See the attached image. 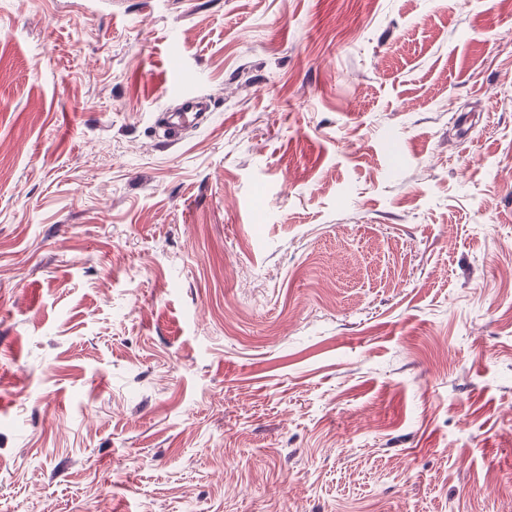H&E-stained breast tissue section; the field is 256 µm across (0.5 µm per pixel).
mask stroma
Returning a JSON list of instances; mask_svg holds the SVG:
<instances>
[{"label":"stroma","mask_w":512,"mask_h":512,"mask_svg":"<svg viewBox=\"0 0 512 512\" xmlns=\"http://www.w3.org/2000/svg\"><path fill=\"white\" fill-rule=\"evenodd\" d=\"M0 512H512V8L0 0ZM170 60L168 92L170 98L177 100L178 103L170 111L164 112L162 119L176 138L188 128L202 124L206 120L208 113L205 107L204 91L186 88L178 55L172 53Z\"/></svg>","instance_id":"obj_1"}]
</instances>
